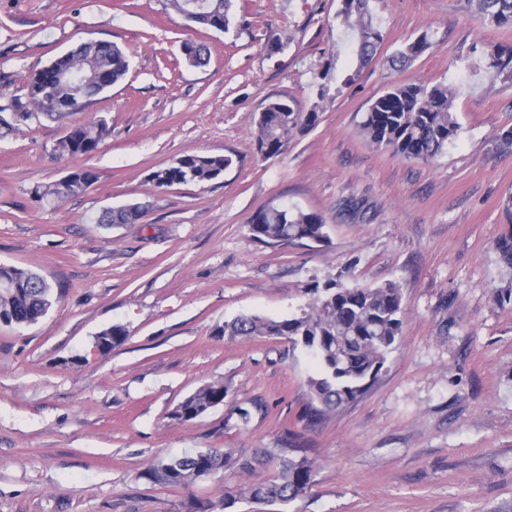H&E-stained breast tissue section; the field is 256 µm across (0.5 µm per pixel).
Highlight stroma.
<instances>
[{"label": "stroma", "mask_w": 512, "mask_h": 512, "mask_svg": "<svg viewBox=\"0 0 512 512\" xmlns=\"http://www.w3.org/2000/svg\"><path fill=\"white\" fill-rule=\"evenodd\" d=\"M340 0H235L221 32L168 0H0V264L54 288L48 314L0 325V512H184L222 504L243 483L225 472L188 488L140 479L159 461L210 448L273 450L290 440L315 468L288 503L233 512H512V273L497 250L512 234V82L478 70L474 46L512 44L462 0H374L383 41L358 67L336 22ZM409 67L392 55L419 36ZM110 41L126 78L78 112L35 110L28 76L78 43ZM210 59L191 65L186 44ZM355 81L341 86L343 71ZM333 91L319 98L321 82ZM403 82L457 87L456 140L430 162L377 149L363 112ZM273 100L316 125L277 156L255 146ZM106 120L90 156L59 145ZM230 156L217 179L154 187L149 174L189 155ZM84 168L97 179L63 203L37 190ZM321 217L328 238L264 246L248 229L271 205ZM141 205L131 224L96 223ZM351 268L364 285L396 283L402 335L354 404L311 417L313 358L287 339L232 340L241 315L283 318L315 283ZM126 340L93 353L114 325ZM223 383V405L179 423L173 407ZM257 402L248 426L237 406Z\"/></svg>", "instance_id": "stroma-1"}]
</instances>
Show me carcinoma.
Segmentation results:
<instances>
[{
    "label": "carcinoma",
    "mask_w": 512,
    "mask_h": 512,
    "mask_svg": "<svg viewBox=\"0 0 512 512\" xmlns=\"http://www.w3.org/2000/svg\"><path fill=\"white\" fill-rule=\"evenodd\" d=\"M178 12L191 10L196 22L208 27L219 22L224 30L232 24V0H170ZM464 7L486 26L512 24V0H464ZM336 20L355 39L351 47L359 66H364L383 42L374 23L371 0H348L347 8L336 13ZM428 46L426 35L406 44L394 60L406 63ZM485 68L512 81V46L486 45L480 48ZM129 69L126 53L110 42L82 43L57 57L48 66L32 73L27 91L33 106L45 112H75L121 81ZM456 88L437 84L426 86L404 83L379 96L362 116L359 127L376 147L405 159L432 161L448 149L458 136L459 123L452 111ZM317 112H298L282 100L269 102L255 119L257 151L273 157L290 139L316 125ZM111 134L103 119L72 128L60 144L72 156L91 155ZM232 164L228 156L185 155L149 175L157 188L218 178ZM96 176L77 169L67 181L58 180L39 199L63 202L86 192ZM138 205L106 209L96 218L98 224H129L140 218ZM252 239L263 245L326 238L321 218L314 213L282 204L258 211L248 224ZM311 298L300 311L281 319L259 315L238 316L224 322L221 334L232 339L286 336L293 346L302 347L316 359L320 372L307 380L316 405V415L344 408L361 398L382 372L388 355L401 335L402 296L400 288L388 282L375 287L344 282L341 277L310 289ZM53 304L52 286L38 272L0 265V324L31 325L48 313ZM125 326L114 324L97 334L108 347L123 343ZM221 383L202 386L176 405L181 422H191L212 406L224 402ZM275 466L269 477L252 480L224 491V508L230 509L243 497L260 502L286 503L304 494L313 483L314 465L305 450L285 442L272 452L251 454L210 448L160 461L139 473V478L165 487L187 488L226 470L252 474L268 465Z\"/></svg>",
    "instance_id": "carcinoma-1"
}]
</instances>
